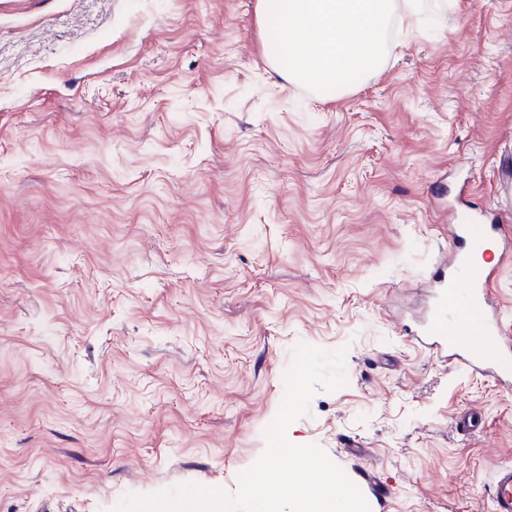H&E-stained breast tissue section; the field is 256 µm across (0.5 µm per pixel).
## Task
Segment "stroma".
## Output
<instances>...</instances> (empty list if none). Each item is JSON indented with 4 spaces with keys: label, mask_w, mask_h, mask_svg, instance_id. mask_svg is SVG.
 Masks as SVG:
<instances>
[{
    "label": "stroma",
    "mask_w": 512,
    "mask_h": 512,
    "mask_svg": "<svg viewBox=\"0 0 512 512\" xmlns=\"http://www.w3.org/2000/svg\"><path fill=\"white\" fill-rule=\"evenodd\" d=\"M256 5L0 0V512L235 491L300 342L347 383L292 443L370 512H490L512 387L416 335L448 210L512 235V0H430L333 95Z\"/></svg>",
    "instance_id": "1"
}]
</instances>
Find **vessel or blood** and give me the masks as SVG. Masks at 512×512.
Returning <instances> with one entry per match:
<instances>
[{
	"instance_id": "obj_1",
	"label": "vessel or blood",
	"mask_w": 512,
	"mask_h": 512,
	"mask_svg": "<svg viewBox=\"0 0 512 512\" xmlns=\"http://www.w3.org/2000/svg\"><path fill=\"white\" fill-rule=\"evenodd\" d=\"M450 220L462 234L434 272L438 304L422 329L424 343L449 353L471 371L497 370L512 380V336L503 327L487 295L494 273L467 262V248L503 237L498 224H469L463 215ZM491 512H512V467L500 470L492 483Z\"/></svg>"
}]
</instances>
